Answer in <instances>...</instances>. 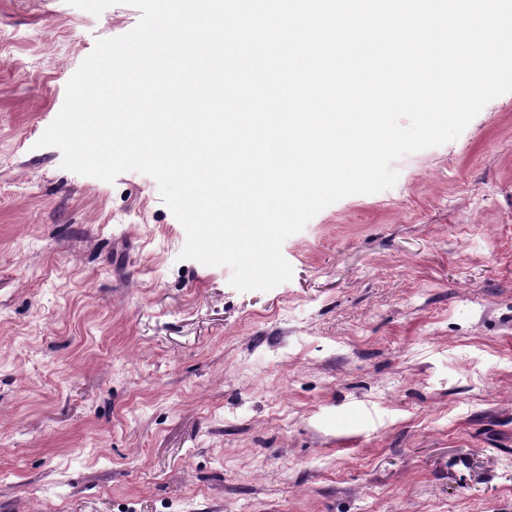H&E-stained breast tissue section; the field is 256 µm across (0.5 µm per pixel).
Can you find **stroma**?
<instances>
[{
    "mask_svg": "<svg viewBox=\"0 0 512 512\" xmlns=\"http://www.w3.org/2000/svg\"><path fill=\"white\" fill-rule=\"evenodd\" d=\"M139 18L0 0V512H512V93L240 292L37 145Z\"/></svg>",
    "mask_w": 512,
    "mask_h": 512,
    "instance_id": "1",
    "label": "stroma"
}]
</instances>
